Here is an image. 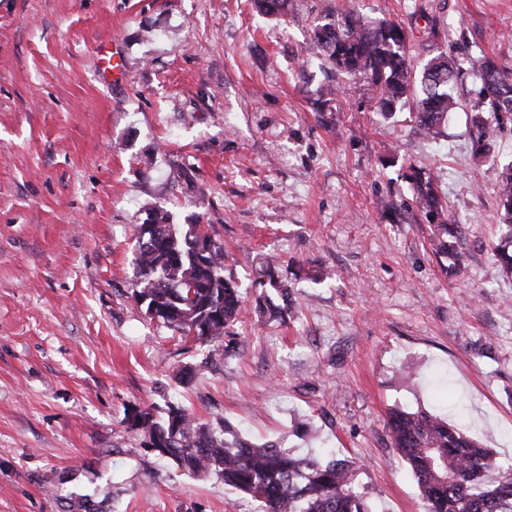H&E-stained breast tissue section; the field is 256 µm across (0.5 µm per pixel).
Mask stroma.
<instances>
[{
    "label": "stroma",
    "instance_id": "1",
    "mask_svg": "<svg viewBox=\"0 0 512 512\" xmlns=\"http://www.w3.org/2000/svg\"><path fill=\"white\" fill-rule=\"evenodd\" d=\"M346 3L289 0L262 19L250 0H0V512H71L79 497L103 512H261L147 448L134 406L352 460L375 512H424L390 409L512 457V279L494 256L512 128L496 163L475 157L468 78L440 141L376 112L310 50ZM356 5L416 30V64L482 53L512 73V0ZM430 23L446 41L424 36ZM103 48L123 84L101 77ZM412 163L433 168L461 226L458 273L410 207ZM153 206L223 241L246 308L236 351L213 355L134 300V227ZM269 273L294 281L282 319L257 309Z\"/></svg>",
    "mask_w": 512,
    "mask_h": 512
}]
</instances>
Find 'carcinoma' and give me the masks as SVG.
I'll use <instances>...</instances> for the list:
<instances>
[{
	"instance_id": "1",
	"label": "carcinoma",
	"mask_w": 512,
	"mask_h": 512,
	"mask_svg": "<svg viewBox=\"0 0 512 512\" xmlns=\"http://www.w3.org/2000/svg\"><path fill=\"white\" fill-rule=\"evenodd\" d=\"M288 0H254L264 16L285 15ZM411 34L392 20L367 21L352 6L327 14L313 30L314 53L337 72L357 78L376 92L379 112L392 116L410 106L411 130L436 141L448 114L460 102L458 80L468 75L479 85L471 107L477 154L490 158L497 127L483 114L494 113L499 125L512 124V77L485 55L464 60L444 52L416 69L409 56ZM413 201L430 224L435 254L462 265L455 249L458 225L451 223L438 178L426 167L409 165ZM497 194L502 234L497 255L512 275V163L502 167ZM135 282L132 297L146 314L202 343L234 335L244 311L240 284L226 272L224 242L203 224L171 223L168 210L155 206L135 225ZM259 285L289 300L288 280L273 275ZM126 420L159 456L197 476H214L224 486L260 502L263 512H374L356 483L351 461L324 462L273 442L254 443L232 425L196 422L183 408L171 406L167 418L132 407ZM393 447L406 461L421 492L425 512H512V460L459 427L426 410H392L386 422Z\"/></svg>"
}]
</instances>
